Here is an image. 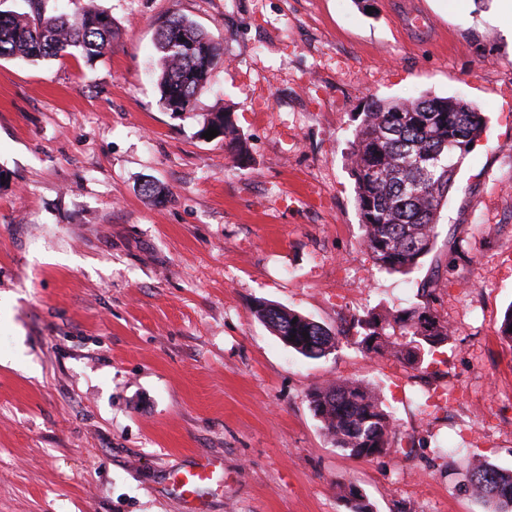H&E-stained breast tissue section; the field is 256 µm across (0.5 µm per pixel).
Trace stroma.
Segmentation results:
<instances>
[{
	"label": "stroma",
	"mask_w": 512,
	"mask_h": 512,
	"mask_svg": "<svg viewBox=\"0 0 512 512\" xmlns=\"http://www.w3.org/2000/svg\"><path fill=\"white\" fill-rule=\"evenodd\" d=\"M87 9L112 17L103 57L0 59V512H346L340 481L376 512H482L457 470L512 468V31L493 0H44ZM173 17L222 49L179 116L155 68ZM425 94L487 127L433 250L390 274L362 244L349 142L371 100ZM213 112L247 163L199 136ZM425 284L453 335L419 370L350 341L306 358L253 314L333 331ZM336 379L376 388L400 452L334 447L308 395ZM209 127H214L219 131L216 137H221L224 140V147L236 158L240 163H245L248 160V152L244 146L241 134L235 127L231 115L224 112H214L211 114L199 134L206 132Z\"/></svg>",
	"instance_id": "stroma-1"
}]
</instances>
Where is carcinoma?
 <instances>
[{"label": "carcinoma", "mask_w": 512, "mask_h": 512, "mask_svg": "<svg viewBox=\"0 0 512 512\" xmlns=\"http://www.w3.org/2000/svg\"><path fill=\"white\" fill-rule=\"evenodd\" d=\"M31 13L0 15V58L32 62L79 53L101 57L112 39V17L97 10L77 16H47L42 0H27ZM160 100L172 113L192 112L197 95L221 59L220 48L192 22L167 19L157 31ZM486 117L458 97L424 95L412 103L375 100L353 133L350 147L355 205L362 243L374 265L407 275L428 255L437 238L439 208L455 183L457 166L481 136ZM219 131L239 162L248 152L231 115L214 112L199 133ZM256 318L306 358L337 348V334L317 322L268 302L254 306ZM354 341L366 354L388 352L412 369L422 367L450 340L448 322L425 302L394 312H368L357 319ZM309 337H303V334ZM310 408L333 445L372 460L398 452L397 426L376 390L356 381H335L308 395ZM465 490L483 512H512V470L476 460L462 474ZM348 512H374L353 483L336 484Z\"/></svg>", "instance_id": "cac0c4a2"}]
</instances>
